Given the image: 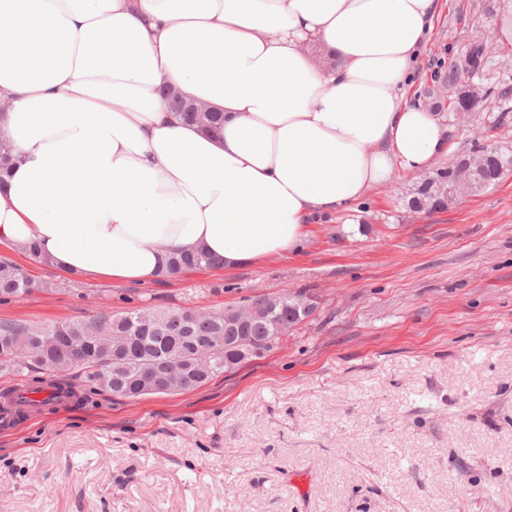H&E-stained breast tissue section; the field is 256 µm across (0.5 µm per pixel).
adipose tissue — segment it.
I'll list each match as a JSON object with an SVG mask.
<instances>
[{
    "instance_id": "adipose-tissue-1",
    "label": "adipose tissue",
    "mask_w": 512,
    "mask_h": 512,
    "mask_svg": "<svg viewBox=\"0 0 512 512\" xmlns=\"http://www.w3.org/2000/svg\"><path fill=\"white\" fill-rule=\"evenodd\" d=\"M442 0H0V245L150 284L295 252L448 137L408 81ZM223 112L217 136L160 92Z\"/></svg>"
}]
</instances>
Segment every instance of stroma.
<instances>
[{
	"instance_id": "1",
	"label": "stroma",
	"mask_w": 512,
	"mask_h": 512,
	"mask_svg": "<svg viewBox=\"0 0 512 512\" xmlns=\"http://www.w3.org/2000/svg\"><path fill=\"white\" fill-rule=\"evenodd\" d=\"M410 78L430 83L483 0H443ZM461 115L436 166L512 117ZM396 169L357 210L309 224L297 252L150 285L80 279L12 256L52 291L0 302L48 324L134 306L219 311L302 292L314 313L260 360L200 387L71 399L0 431V512H512V171L447 208L407 201Z\"/></svg>"
}]
</instances>
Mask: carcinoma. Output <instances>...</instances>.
I'll return each mask as SVG.
<instances>
[{"instance_id":"obj_1","label":"carcinoma","mask_w":512,"mask_h":512,"mask_svg":"<svg viewBox=\"0 0 512 512\" xmlns=\"http://www.w3.org/2000/svg\"><path fill=\"white\" fill-rule=\"evenodd\" d=\"M498 40L493 55L477 34L457 40L458 61L439 62L433 86L425 91L433 99L431 111L448 117L461 112H512V99L499 92L500 83L512 79L503 72L504 60L512 57V36L501 26ZM184 117L211 133L223 124L220 112H186ZM511 165V156L490 159L480 180L464 184L461 162L439 168L421 183L411 205L419 210L441 209L447 205L448 189L480 192L496 184ZM217 267L219 262L203 252L179 254L171 257L168 273ZM47 290L49 283L34 280L22 266L0 257V298ZM308 303L310 299L303 295L288 292L254 298L252 325L239 341L229 338L224 327L227 308L202 314L137 306L52 324L0 321V375L24 382L31 392L52 387L55 398L70 399L77 393L62 375L74 372L86 383L83 399L87 400L101 392L119 398L159 394L156 381L165 369L168 392L183 391L255 359L254 350L281 344L307 317L302 307Z\"/></svg>"}]
</instances>
